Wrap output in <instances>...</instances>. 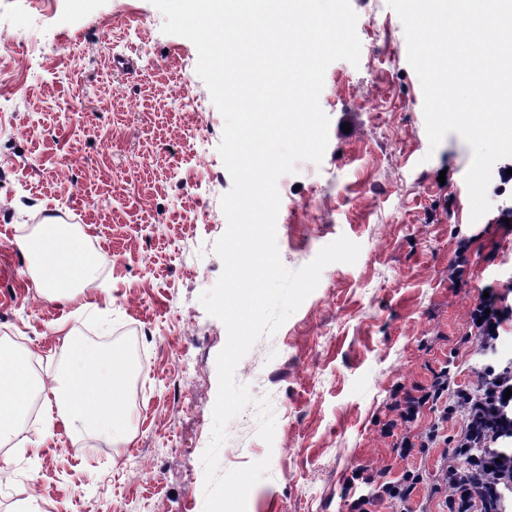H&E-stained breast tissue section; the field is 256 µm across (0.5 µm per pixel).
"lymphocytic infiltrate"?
Segmentation results:
<instances>
[{
  "label": "lymphocytic infiltrate",
  "instance_id": "obj_1",
  "mask_svg": "<svg viewBox=\"0 0 512 512\" xmlns=\"http://www.w3.org/2000/svg\"><path fill=\"white\" fill-rule=\"evenodd\" d=\"M501 280L488 284L487 295L478 297L469 313V329L459 339L475 358L473 385H461L448 367L434 372L429 383L402 388L382 425L397 457L408 459L431 448H442L441 470L429 489L439 512H512V359L497 357L507 324L512 323V299L501 291ZM434 420L425 430L417 423L424 412ZM458 421L449 434L450 421ZM389 468L372 474L354 469L352 480L363 481L367 493L348 499L347 512H407L408 504L423 481L408 470L390 479Z\"/></svg>",
  "mask_w": 512,
  "mask_h": 512
}]
</instances>
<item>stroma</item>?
Masks as SVG:
<instances>
[{
    "mask_svg": "<svg viewBox=\"0 0 512 512\" xmlns=\"http://www.w3.org/2000/svg\"><path fill=\"white\" fill-rule=\"evenodd\" d=\"M350 3L360 60L326 71L328 146L321 164L279 179L277 244L291 270L342 236L361 250L326 266L236 367L276 418L270 444L255 407L226 428L225 470L270 462L246 512H345L360 466L435 472L440 449L400 460L378 421L396 386L429 381L447 358L457 383L471 382L468 351L450 350L486 280L512 270V229L471 217L468 144L452 132L429 146L400 18L388 0ZM164 21L150 0H0V337L50 379L63 321L90 350L130 352L145 368L126 385L128 441L79 440L59 424L46 440L47 413L25 421L0 446V512H204L199 460L227 331L199 296L222 273L213 244L232 179L197 49ZM48 217L74 225L97 258L84 288L95 307L36 291L16 241ZM464 240L471 266L456 288L448 264ZM183 353L191 398L180 409L170 381Z\"/></svg>",
    "mask_w": 512,
    "mask_h": 512,
    "instance_id": "35a3bbf8",
    "label": "stroma"
}]
</instances>
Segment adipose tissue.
I'll return each instance as SVG.
<instances>
[{"label": "adipose tissue", "instance_id": "adipose-tissue-1", "mask_svg": "<svg viewBox=\"0 0 512 512\" xmlns=\"http://www.w3.org/2000/svg\"><path fill=\"white\" fill-rule=\"evenodd\" d=\"M18 247L37 267V279L48 297L84 302L81 286L95 263L88 258L81 236L68 224L42 225L36 237L23 238ZM61 355L66 364L51 388L67 424L95 431L108 440L121 438L126 425L123 409L127 366L112 355H98L63 333ZM30 356L0 350V439L9 438L22 424L35 392Z\"/></svg>", "mask_w": 512, "mask_h": 512}]
</instances>
